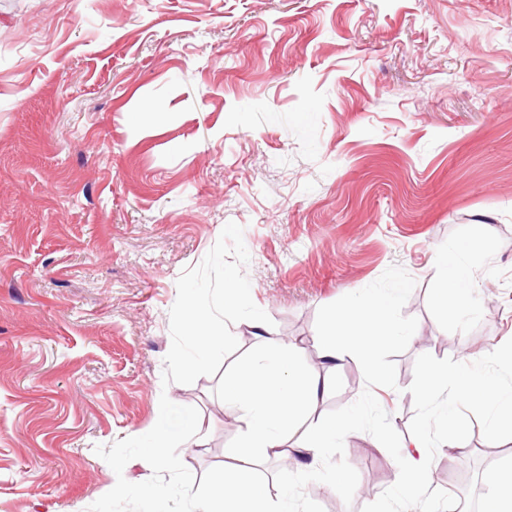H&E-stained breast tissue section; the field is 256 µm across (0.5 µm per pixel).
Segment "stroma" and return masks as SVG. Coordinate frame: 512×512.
I'll use <instances>...</instances> for the list:
<instances>
[{
  "label": "stroma",
  "mask_w": 512,
  "mask_h": 512,
  "mask_svg": "<svg viewBox=\"0 0 512 512\" xmlns=\"http://www.w3.org/2000/svg\"><path fill=\"white\" fill-rule=\"evenodd\" d=\"M474 284L441 309V254ZM241 292L224 309L226 276ZM364 296L395 300L376 372L348 360L319 425L304 512H484L512 430L464 411L436 480L393 498L394 463L446 433L428 364L512 387V0H0V512H201L240 443L225 379ZM224 322L193 369L184 309ZM429 337L419 344L410 328ZM208 427L143 454L168 403Z\"/></svg>",
  "instance_id": "obj_1"
}]
</instances>
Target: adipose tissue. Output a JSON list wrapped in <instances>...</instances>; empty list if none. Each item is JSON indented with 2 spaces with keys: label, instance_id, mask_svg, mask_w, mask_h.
I'll list each match as a JSON object with an SVG mask.
<instances>
[{
  "label": "adipose tissue",
  "instance_id": "obj_1",
  "mask_svg": "<svg viewBox=\"0 0 512 512\" xmlns=\"http://www.w3.org/2000/svg\"><path fill=\"white\" fill-rule=\"evenodd\" d=\"M389 306V301L369 296L336 313L332 333L316 341L322 359L318 368L305 362L294 345L271 335L262 319L251 321L252 332L265 352L244 377L224 387L225 403L241 413L243 433L239 447L230 453V469L212 476L204 512H245L249 507L254 512H279V500L287 496L296 476H312L323 470L328 449L356 425V416L307 430L300 448L293 453L287 448V434L299 425L305 411L322 401L332 372L343 361L353 359L372 367L376 349L395 333L387 318ZM443 394L448 397V422H456L462 404L486 413L488 443H496L502 429L512 424L511 394L479 382L467 372L430 366L421 399L430 404ZM185 434L199 440L205 436L190 411L163 416L154 428L146 457L158 466H172L167 450ZM270 455L286 459L285 472L275 490L258 483L253 475L254 465Z\"/></svg>",
  "mask_w": 512,
  "mask_h": 512
}]
</instances>
